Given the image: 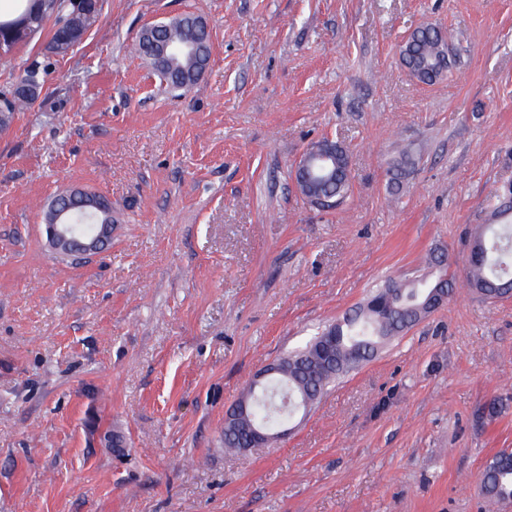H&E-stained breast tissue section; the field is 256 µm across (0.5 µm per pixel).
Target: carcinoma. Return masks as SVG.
Here are the masks:
<instances>
[{
  "mask_svg": "<svg viewBox=\"0 0 512 512\" xmlns=\"http://www.w3.org/2000/svg\"><path fill=\"white\" fill-rule=\"evenodd\" d=\"M70 11L67 0H34V8L22 19L30 23L34 31L44 28L53 18ZM193 17L181 18L177 24L160 23L154 27L151 37L138 38L136 51L145 58L153 70L169 87L187 92L196 84L195 77L208 61L211 43L206 28L193 26ZM168 37L179 43L196 46L194 56H183L171 63L158 53L151 40L162 41ZM402 60L420 81L430 83L442 77L453 66L441 30L421 27L415 30L405 46ZM21 81L42 85L43 68L37 61L31 62L21 76ZM28 98L19 95L0 102L3 124L13 122L19 106ZM322 150L336 158L330 162L325 178L312 180L313 189L325 198L341 204L348 196V158L335 141L325 140ZM492 220L478 225L470 236L467 281L470 289L485 300H496L512 295V219L506 214L512 205L499 192L493 193ZM426 265L431 273L426 280H392L379 289L365 303L351 313L336 320V357L334 365H325L314 343L290 353L282 371L260 387H249L244 399L248 403L247 416L231 422L224 428V447L227 449L249 448L256 429L275 430L284 420L294 419L301 409L313 405L326 387L337 378L357 369L369 360L386 340L413 327L430 314V294L437 290L451 295L453 288L445 276V260L430 254ZM481 488L494 504L512 502V452L501 451L491 456L481 472Z\"/></svg>",
  "mask_w": 512,
  "mask_h": 512,
  "instance_id": "obj_1",
  "label": "carcinoma"
}]
</instances>
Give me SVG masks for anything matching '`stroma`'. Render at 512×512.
I'll list each match as a JSON object with an SVG mask.
<instances>
[{"label": "stroma", "mask_w": 512, "mask_h": 512, "mask_svg": "<svg viewBox=\"0 0 512 512\" xmlns=\"http://www.w3.org/2000/svg\"><path fill=\"white\" fill-rule=\"evenodd\" d=\"M187 14L212 47L182 95L131 45ZM426 25L456 55L428 86L400 55ZM50 37L0 57V93L45 70L0 136V512H512L480 482L512 450V297L466 285L469 234L512 191V0H103L67 55ZM325 138L350 168L328 210L291 179ZM68 188L112 201L111 243L78 262L43 231ZM431 252L446 303L291 432L225 452L265 365Z\"/></svg>", "instance_id": "stroma-1"}]
</instances>
